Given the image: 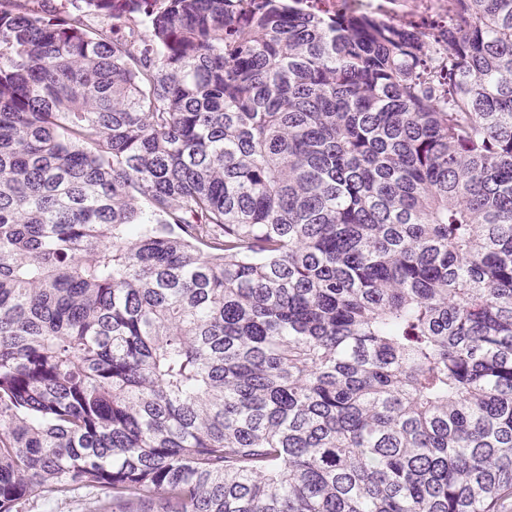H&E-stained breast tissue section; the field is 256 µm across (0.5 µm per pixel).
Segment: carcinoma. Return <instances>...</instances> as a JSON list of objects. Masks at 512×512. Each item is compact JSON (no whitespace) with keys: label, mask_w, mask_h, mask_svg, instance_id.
Here are the masks:
<instances>
[{"label":"carcinoma","mask_w":512,"mask_h":512,"mask_svg":"<svg viewBox=\"0 0 512 512\" xmlns=\"http://www.w3.org/2000/svg\"><path fill=\"white\" fill-rule=\"evenodd\" d=\"M45 2L0 0V512H506L512 0ZM93 503L83 491L72 493L67 498L48 499L42 494L29 497L23 512H93Z\"/></svg>","instance_id":"1"}]
</instances>
